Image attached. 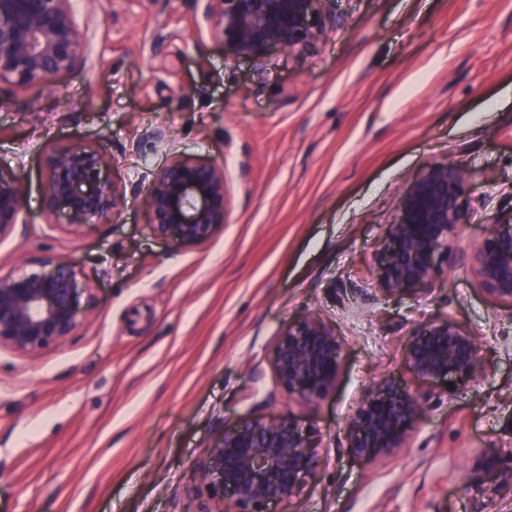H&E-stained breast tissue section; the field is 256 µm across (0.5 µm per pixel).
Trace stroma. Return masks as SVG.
I'll return each mask as SVG.
<instances>
[{
  "label": "stroma",
  "mask_w": 512,
  "mask_h": 512,
  "mask_svg": "<svg viewBox=\"0 0 512 512\" xmlns=\"http://www.w3.org/2000/svg\"><path fill=\"white\" fill-rule=\"evenodd\" d=\"M90 7L84 66L0 88V164L27 201L0 272L50 255L96 291L62 345L0 350V512H218L198 466L246 415L292 416L317 446L318 475L273 512H512L492 487H458L483 449L512 448V308L458 263L512 220V0H340L313 51H276L260 73L225 59L192 0H75ZM74 141L110 159L124 201L73 235L43 188L47 147ZM176 155L224 162L229 214L208 244L150 231L148 175ZM449 159L471 187L448 271L428 295L383 296L377 248L413 181ZM305 315L342 341L336 388L314 402L272 369ZM444 317L477 338L484 372L464 387L403 359ZM384 378L425 413L407 448L353 459L347 421Z\"/></svg>",
  "instance_id": "stroma-1"
}]
</instances>
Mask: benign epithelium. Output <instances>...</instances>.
Listing matches in <instances>:
<instances>
[{
  "mask_svg": "<svg viewBox=\"0 0 512 512\" xmlns=\"http://www.w3.org/2000/svg\"><path fill=\"white\" fill-rule=\"evenodd\" d=\"M210 35L232 60L257 69L273 50L309 52L336 26L331 0H194ZM85 61V39L72 0H0V85L16 89L49 84ZM48 213L66 212L84 223L118 208L124 194L105 176L109 163L87 143L46 150ZM468 174L453 161L428 166L404 194L396 223L378 250V291L386 296L428 295L448 262V238L465 224L462 200ZM25 190L0 164V241L25 223ZM144 204L155 236L201 245L224 227L228 213L224 161L173 157L152 172ZM483 291L512 308V221L490 224L462 256ZM70 263L47 256L36 266L0 273V350L29 359L75 335L86 319ZM341 341L320 318L303 316L278 336L273 370L279 386L304 402L335 388ZM404 360L420 379L467 385L483 372L477 336L448 318L414 330ZM424 405L386 378L362 399L348 421L346 453L372 461L406 446ZM212 499L231 512H270L315 476L320 461L295 418L243 417L224 428L200 464ZM512 495V449L486 448L460 476L462 489H480L489 476Z\"/></svg>",
  "mask_w": 512,
  "mask_h": 512,
  "instance_id": "benign-epithelium-1",
  "label": "benign epithelium"
}]
</instances>
